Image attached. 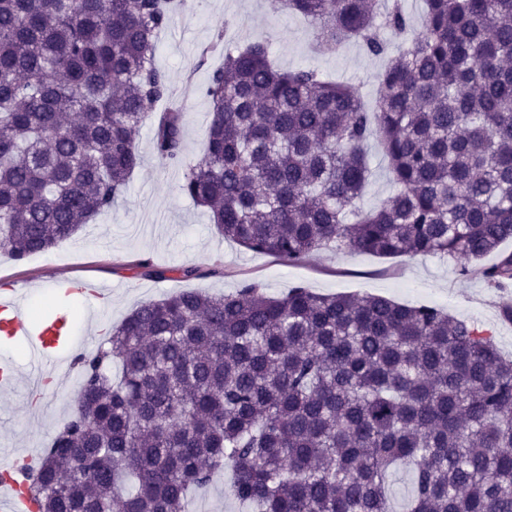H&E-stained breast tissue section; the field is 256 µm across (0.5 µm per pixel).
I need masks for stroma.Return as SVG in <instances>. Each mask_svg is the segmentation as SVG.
<instances>
[{
    "label": "stroma",
    "instance_id": "35a3bbf8",
    "mask_svg": "<svg viewBox=\"0 0 512 512\" xmlns=\"http://www.w3.org/2000/svg\"><path fill=\"white\" fill-rule=\"evenodd\" d=\"M244 37L265 41L280 69H315L323 79L355 85L368 100L380 92L376 76L384 61L358 43L321 54L314 48L308 22L285 10L272 12L268 0H188L160 33L155 62L169 80L167 107L182 114L189 160L200 158L206 148L212 118L205 94L208 76L222 65L225 49ZM154 132L151 119L139 129L137 146L143 161L112 212L48 251L21 261L0 254V292L27 291L25 314L30 321H37L55 301L54 280L111 285V297L96 314H89L82 295L73 296L68 304L78 323L86 325L94 348L111 326L141 304L186 289L228 294L252 281L271 296L302 285L322 294L371 293L407 305H439L454 317L492 329L500 353L512 358V322H504L499 311L503 294L480 276L459 275L449 260L325 250L288 263L224 239L205 210L180 193L184 170L158 159ZM147 263L165 271V278L146 274ZM184 267L196 268V276L182 278ZM55 375L59 390L47 405H31L26 379H19L14 388L0 389V437L10 447L45 448L75 409L80 395L77 366H65ZM190 508L245 512L228 476L220 474L196 491Z\"/></svg>",
    "mask_w": 512,
    "mask_h": 512
}]
</instances>
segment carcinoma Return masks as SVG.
<instances>
[{"label":"carcinoma","instance_id":"obj_1","mask_svg":"<svg viewBox=\"0 0 512 512\" xmlns=\"http://www.w3.org/2000/svg\"><path fill=\"white\" fill-rule=\"evenodd\" d=\"M324 52L389 60L366 106L263 41L225 51L203 157L160 112L158 158L240 246L440 256L512 290V0H273ZM177 0H0V253L20 261L112 211L135 134L168 98L154 64ZM400 36L392 47L381 37ZM378 140L395 192L357 206ZM496 260L474 268L488 256ZM120 377L112 379V363ZM80 400L26 478L37 512H186L224 469L251 512H512V359L492 332L382 295L256 283L146 303L77 357ZM391 492L397 512H403V505L412 496L413 474L409 470H402L391 477Z\"/></svg>","mask_w":512,"mask_h":512}]
</instances>
